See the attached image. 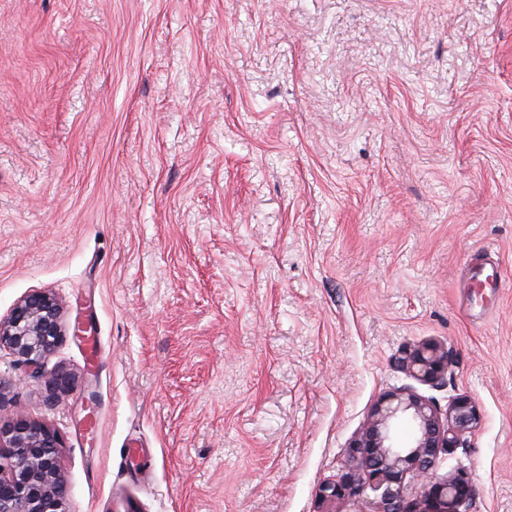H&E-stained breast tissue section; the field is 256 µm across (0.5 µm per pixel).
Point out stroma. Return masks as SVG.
<instances>
[{
    "label": "stroma",
    "instance_id": "obj_1",
    "mask_svg": "<svg viewBox=\"0 0 512 512\" xmlns=\"http://www.w3.org/2000/svg\"><path fill=\"white\" fill-rule=\"evenodd\" d=\"M36 291L71 385L1 348L0 416L67 512H319L404 387L512 512V0H0V319ZM451 357L448 350L434 343H423L404 352L399 359L402 370L415 380L431 386L438 385L448 373Z\"/></svg>",
    "mask_w": 512,
    "mask_h": 512
}]
</instances>
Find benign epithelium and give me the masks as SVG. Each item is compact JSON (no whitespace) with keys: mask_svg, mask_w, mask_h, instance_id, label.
<instances>
[{"mask_svg":"<svg viewBox=\"0 0 512 512\" xmlns=\"http://www.w3.org/2000/svg\"><path fill=\"white\" fill-rule=\"evenodd\" d=\"M64 336L62 307L46 292L25 296L0 319V348L36 369ZM450 361L447 350L423 343L404 352L399 365L415 380L435 386ZM42 378L52 399L69 385L59 370ZM479 420L475 402L466 395L443 411L413 391L388 394L346 449L345 471L324 480L319 497L325 503L349 502L353 512H459L475 497L468 474L460 470L441 479L434 472L441 456L458 447ZM59 448L54 429L20 412L0 424V512H66Z\"/></svg>","mask_w":512,"mask_h":512,"instance_id":"1","label":"benign epithelium"}]
</instances>
